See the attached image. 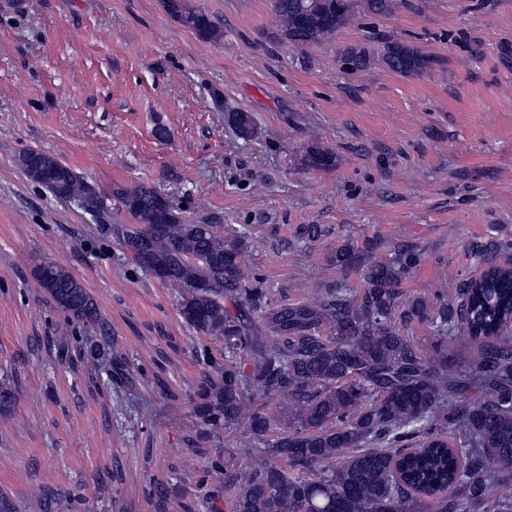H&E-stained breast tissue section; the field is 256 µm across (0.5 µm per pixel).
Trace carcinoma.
I'll list each match as a JSON object with an SVG mask.
<instances>
[{"label": "carcinoma", "instance_id": "carcinoma-1", "mask_svg": "<svg viewBox=\"0 0 512 512\" xmlns=\"http://www.w3.org/2000/svg\"><path fill=\"white\" fill-rule=\"evenodd\" d=\"M165 10L203 39L219 37L205 13L186 0ZM396 0H272L275 38L292 45L323 43L359 16H386ZM404 76L425 59L397 43L379 52L353 46L343 64L364 70L375 62ZM227 121L248 140L252 116ZM26 176L60 201L98 215L104 202L72 167L37 151L20 158ZM304 165L329 169L335 156L312 147ZM112 196L136 223L117 227L136 265L166 270L181 296L180 314L197 333L224 342L197 394L205 425L247 424L248 438L269 460L252 466L224 459V500L230 512H512V267L497 255L512 241L476 243L482 266L460 282L455 297L404 294L401 284L421 260L416 245H345L332 261L361 271L357 292L340 284L305 301L273 305L263 283L247 271L246 232L218 224H189L169 199L145 183L114 185ZM53 303L78 322H95L98 304L67 270L50 263L34 270ZM423 323L435 336L423 353L408 330ZM476 348L462 367L448 357V336ZM87 359L112 361L125 378L120 349L92 341ZM481 397L462 407L459 443L448 447L451 396L473 384ZM288 405L291 425L279 426L252 393ZM275 438H269L270 433Z\"/></svg>", "mask_w": 512, "mask_h": 512}]
</instances>
